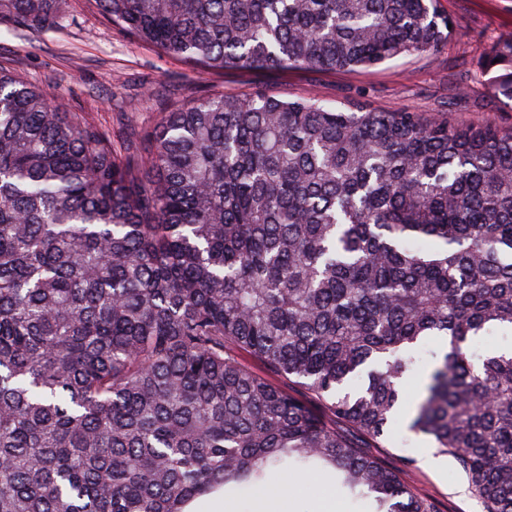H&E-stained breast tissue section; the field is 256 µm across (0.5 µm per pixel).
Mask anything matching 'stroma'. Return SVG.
<instances>
[{"label": "stroma", "instance_id": "35a3bbf8", "mask_svg": "<svg viewBox=\"0 0 512 512\" xmlns=\"http://www.w3.org/2000/svg\"><path fill=\"white\" fill-rule=\"evenodd\" d=\"M455 32L436 53L400 56L369 70L288 71L214 68L199 73L183 60L160 55L113 27L89 0H65L59 25L48 30L0 23V63L44 86L67 111L80 112L109 131L127 124L153 126L173 103L213 94L246 97L259 91L287 98L317 94L339 106L363 102L381 110L447 114L452 121L512 127V105L490 96L479 63L492 36L512 31V0H439ZM362 453L391 468L433 512H486L452 455L444 468L422 467L426 438L397 427L392 440L358 439ZM288 512H367L316 473L288 490Z\"/></svg>", "mask_w": 512, "mask_h": 512}]
</instances>
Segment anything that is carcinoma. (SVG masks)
Wrapping results in <instances>:
<instances>
[{
    "label": "carcinoma",
    "mask_w": 512,
    "mask_h": 512,
    "mask_svg": "<svg viewBox=\"0 0 512 512\" xmlns=\"http://www.w3.org/2000/svg\"><path fill=\"white\" fill-rule=\"evenodd\" d=\"M93 2L208 68L371 69L453 33L436 0ZM61 6L0 0V18ZM481 69L512 102V32ZM125 139L0 65V512L277 499L309 469L370 512H432L336 423L388 439L417 350L445 336L406 430L512 512V350L473 347L512 329V129L257 93Z\"/></svg>",
    "instance_id": "carcinoma-1"
}]
</instances>
